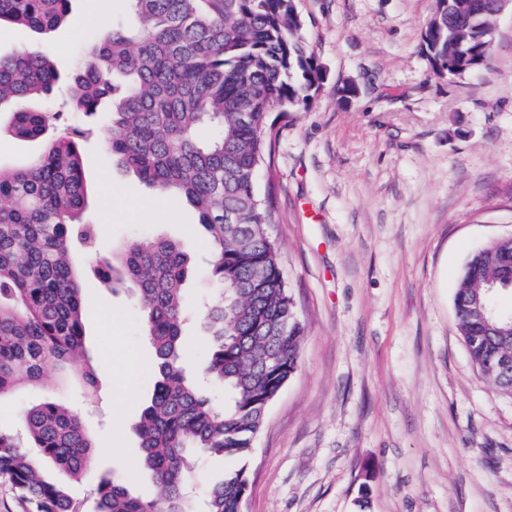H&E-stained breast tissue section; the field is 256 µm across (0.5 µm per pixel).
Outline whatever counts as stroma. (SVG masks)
Listing matches in <instances>:
<instances>
[{"label":"stroma","instance_id":"stroma-1","mask_svg":"<svg viewBox=\"0 0 512 512\" xmlns=\"http://www.w3.org/2000/svg\"><path fill=\"white\" fill-rule=\"evenodd\" d=\"M303 37L325 72L310 105L272 111L275 220L285 278L307 331L298 366L269 406L250 462L243 512H512V393L472 364L453 296L470 254L512 233V5L496 16L493 61L450 80L422 51L433 0H295ZM100 35L62 25L48 35L0 27V54L46 47L70 70ZM356 85L357 96L339 91ZM109 113L83 147L84 219L97 250L160 233L194 260L190 303L214 293L207 233L184 200L162 196L116 162ZM88 285L85 344L104 357V390L47 370L0 398V429L49 395L95 433L101 468L145 498L158 490L130 469L134 426L153 380L126 375L152 349L129 288Z\"/></svg>","mask_w":512,"mask_h":512}]
</instances>
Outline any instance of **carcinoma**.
<instances>
[{
  "instance_id": "carcinoma-1",
  "label": "carcinoma",
  "mask_w": 512,
  "mask_h": 512,
  "mask_svg": "<svg viewBox=\"0 0 512 512\" xmlns=\"http://www.w3.org/2000/svg\"><path fill=\"white\" fill-rule=\"evenodd\" d=\"M70 0H0V24L44 35L65 23ZM132 16L90 46L81 65L59 72L26 49L0 55V111L7 131L43 139L45 152L27 166H0V398L39 382L44 369H74L90 402L99 399L98 363L85 349L81 274L71 257L78 242L96 251L97 228L83 221L87 189L81 144L87 129L65 124L67 111L85 116L112 106V158L159 193L183 196L208 232V269L221 288L201 314L210 336L204 378L224 392L214 404L186 364L195 346L184 333L183 285L190 259L163 236L130 242L96 259L98 279L135 285L137 311L153 349L150 400L136 425L140 454L132 463L160 489L157 499L131 491L114 471L98 470L94 435L73 410L46 397L22 414L24 438L0 431V474L29 512H82L66 489L44 479L52 467L71 476L96 472L95 512H240L250 487L247 466L224 475L203 498L187 496L200 452L247 458L270 404L298 365L305 326L285 280L278 245L269 237L273 182L265 196L259 171L272 155L267 113L297 112L325 74L301 37L294 0H130ZM463 0L441 3L422 49L441 71L490 68L494 0L479 31H457L448 16ZM63 83L69 101L48 102ZM62 127L47 136L51 127ZM208 126L207 140L197 129ZM512 282V242L478 249L457 282L458 329L473 365L503 388L512 379L489 359L512 353V314L496 304ZM479 298L494 311L501 334H485L469 306Z\"/></svg>"
}]
</instances>
